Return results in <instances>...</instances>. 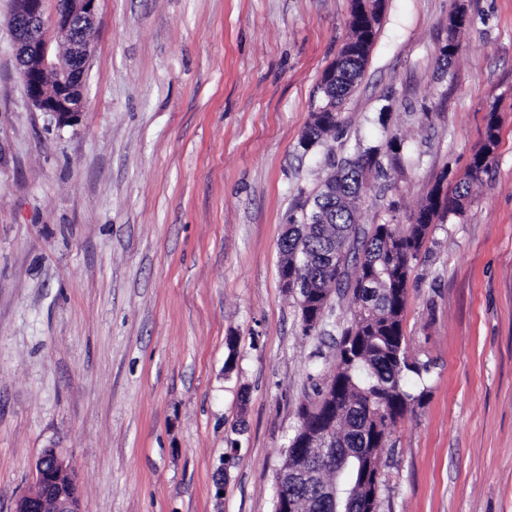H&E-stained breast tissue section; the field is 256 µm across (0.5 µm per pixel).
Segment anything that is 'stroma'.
<instances>
[{
    "label": "stroma",
    "instance_id": "stroma-1",
    "mask_svg": "<svg viewBox=\"0 0 512 512\" xmlns=\"http://www.w3.org/2000/svg\"><path fill=\"white\" fill-rule=\"evenodd\" d=\"M466 21L450 64L448 17ZM0 0V512L43 451L81 512H274L276 475L336 364L351 296L305 335L279 240L356 144L393 140L357 222L453 192L413 263L421 395L377 512H512V0H385L334 134L300 141L351 0H98L79 122L30 104ZM235 350H228V337Z\"/></svg>",
    "mask_w": 512,
    "mask_h": 512
}]
</instances>
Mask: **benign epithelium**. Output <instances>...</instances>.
<instances>
[{"instance_id": "7a95c632", "label": "benign epithelium", "mask_w": 512, "mask_h": 512, "mask_svg": "<svg viewBox=\"0 0 512 512\" xmlns=\"http://www.w3.org/2000/svg\"><path fill=\"white\" fill-rule=\"evenodd\" d=\"M97 0H16L7 18L20 75L31 104L60 126L74 125L85 112L83 88L95 29ZM301 467L288 478L293 487L313 485L323 465H336V449L298 452ZM35 489L21 495L14 512H81L78 495L66 485L76 477L65 459L47 449L36 463Z\"/></svg>"}]
</instances>
